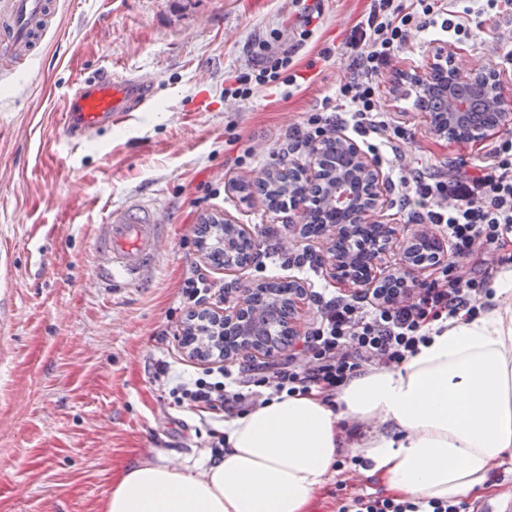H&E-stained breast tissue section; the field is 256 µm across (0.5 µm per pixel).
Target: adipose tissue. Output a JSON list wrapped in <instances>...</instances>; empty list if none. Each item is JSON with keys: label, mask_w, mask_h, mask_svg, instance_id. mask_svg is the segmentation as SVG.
<instances>
[{"label": "adipose tissue", "mask_w": 512, "mask_h": 512, "mask_svg": "<svg viewBox=\"0 0 512 512\" xmlns=\"http://www.w3.org/2000/svg\"><path fill=\"white\" fill-rule=\"evenodd\" d=\"M488 307L427 325L397 367L371 366L335 394H279L225 420L219 457L164 454L124 467L100 512H311L342 449L388 492L441 500L490 489L512 460V267Z\"/></svg>", "instance_id": "obj_1"}]
</instances>
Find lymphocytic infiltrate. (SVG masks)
I'll list each match as a JSON object with an SVG mask.
<instances>
[{"label":"lymphocytic infiltrate","mask_w":512,"mask_h":512,"mask_svg":"<svg viewBox=\"0 0 512 512\" xmlns=\"http://www.w3.org/2000/svg\"><path fill=\"white\" fill-rule=\"evenodd\" d=\"M450 10L443 0H370L362 19L346 39L350 70L336 88L335 98H324L303 121L288 131L294 147H310L325 139L330 128L351 124L361 136L387 144L393 159L390 184L392 203L409 221L424 225L448 239L450 253L441 276L425 287L402 288L394 300L376 294L315 295L316 326L297 351L272 371L244 374L222 359L207 361L190 383L172 387L175 407L197 415L208 414L207 434L214 456L224 453V419L242 415L262 396L304 392L314 387L338 390L362 368L397 365L424 342V325L459 313L474 316L484 309L483 297L491 269L468 267L480 250L494 251L512 239V138L497 141L486 160L471 168H456L448 175L428 165L405 166L402 147L405 128L388 118L377 93L382 77L417 33L440 26L452 38L471 35V24L498 10L500 0H458ZM253 73L235 75L233 96L249 99L254 86L286 81L296 86L292 58L262 44ZM224 289L211 280L207 269L191 267L181 287V302L188 313L201 311ZM466 502L421 496H381L357 493L341 498L337 512H467Z\"/></svg>","instance_id":"obj_1"}]
</instances>
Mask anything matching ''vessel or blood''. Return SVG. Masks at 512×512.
I'll list each match as a JSON object with an SVG mask.
<instances>
[{
	"mask_svg": "<svg viewBox=\"0 0 512 512\" xmlns=\"http://www.w3.org/2000/svg\"><path fill=\"white\" fill-rule=\"evenodd\" d=\"M55 16L54 0H7L0 8V39L33 49ZM156 81L145 73L115 76L109 70L80 81L63 114V135L73 144L122 124L151 100ZM167 242L166 226L155 215L134 211L113 215L96 239L94 277L107 285L138 284Z\"/></svg>",
	"mask_w": 512,
	"mask_h": 512,
	"instance_id": "obj_1",
	"label": "vessel or blood"
}]
</instances>
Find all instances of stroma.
<instances>
[{
    "mask_svg": "<svg viewBox=\"0 0 512 512\" xmlns=\"http://www.w3.org/2000/svg\"><path fill=\"white\" fill-rule=\"evenodd\" d=\"M51 29L26 63L0 77V512H99L114 471L164 449L192 465L208 436L197 415L174 407L169 384L195 376L182 351L180 287L197 245L201 217L229 214L262 245L286 238L295 251L324 254L327 237L303 238L298 212L272 213L237 190L270 163L302 161L286 134L306 111L334 95L348 69L345 34L366 0L321 4L322 25L298 42L293 0H55ZM504 12L470 39L459 59L490 66ZM273 41L312 78L255 88L226 104L224 91L250 71L258 45ZM331 49L330 59L320 53ZM435 49L415 38L379 87L387 114L406 128L408 158L438 171L485 160L512 127L461 143L436 137L412 97L399 89L404 69L429 72ZM105 68L152 74L156 90L122 127L73 146L61 113L73 87ZM169 227L156 267L138 284L106 288L94 278L99 225L129 202ZM235 301L264 281L301 279L307 290L355 295L325 269L249 264L213 271ZM169 378L154 379L155 360Z\"/></svg>",
    "mask_w": 512,
    "mask_h": 512,
    "instance_id": "35a3bbf8",
    "label": "stroma"
}]
</instances>
